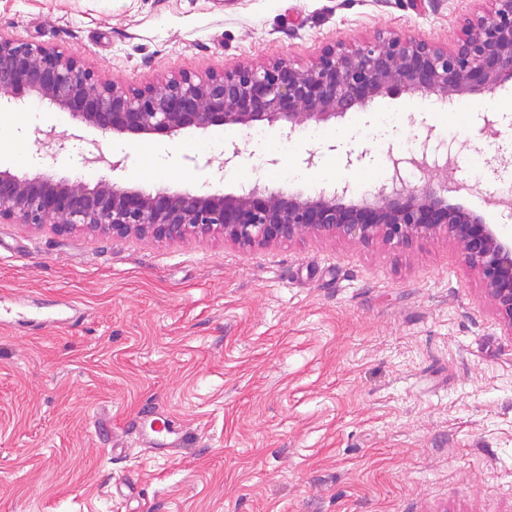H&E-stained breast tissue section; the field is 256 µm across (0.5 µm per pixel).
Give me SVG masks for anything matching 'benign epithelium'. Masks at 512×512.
<instances>
[{
  "label": "benign epithelium",
  "instance_id": "benign-epithelium-1",
  "mask_svg": "<svg viewBox=\"0 0 512 512\" xmlns=\"http://www.w3.org/2000/svg\"><path fill=\"white\" fill-rule=\"evenodd\" d=\"M467 20L453 48L382 32L358 44H328L309 65L279 59L237 64L204 75L182 72L143 87L102 78L80 53L0 36V94L18 108L48 103L73 120L112 135H162L212 126L251 129L280 123L289 131L343 117L378 97L401 93L440 102L492 93L512 79V0ZM40 151L55 158L84 137L37 130ZM420 172L405 185L403 163ZM85 166L115 173L124 160L95 140L81 152ZM448 165L427 158L392 160L390 178L357 194L348 185L301 194L255 186L240 194L145 192L103 177H20L0 169V223L45 225L58 234L183 241L220 235L240 249L271 247L313 236L362 245L408 247L444 238L461 251L499 319L512 330V229L487 224L448 202Z\"/></svg>",
  "mask_w": 512,
  "mask_h": 512
}]
</instances>
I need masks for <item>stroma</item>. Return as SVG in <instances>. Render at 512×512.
Here are the masks:
<instances>
[{"label": "stroma", "mask_w": 512, "mask_h": 512, "mask_svg": "<svg viewBox=\"0 0 512 512\" xmlns=\"http://www.w3.org/2000/svg\"><path fill=\"white\" fill-rule=\"evenodd\" d=\"M488 0H0V35L79 52L137 87L181 72L278 58L310 64L328 43L381 31L454 46ZM421 95L375 99L318 123L187 130L155 170L148 136L99 135L120 182L147 192L311 193L323 168L377 182L391 158L451 161L450 203L512 226L495 204L512 180V81L479 112H420ZM395 108L396 126L372 113ZM12 128L0 165L21 177H81L82 141L40 153L35 131L69 123L42 106ZM241 150L224 163V144ZM314 165H306L307 157ZM305 170L298 180L289 167ZM27 295L46 324H0V512H512V331L457 246L398 249L304 237L242 250L58 235L0 223V296ZM86 316L55 325L56 301ZM149 409L187 431L147 448Z\"/></svg>", "instance_id": "obj_1"}]
</instances>
